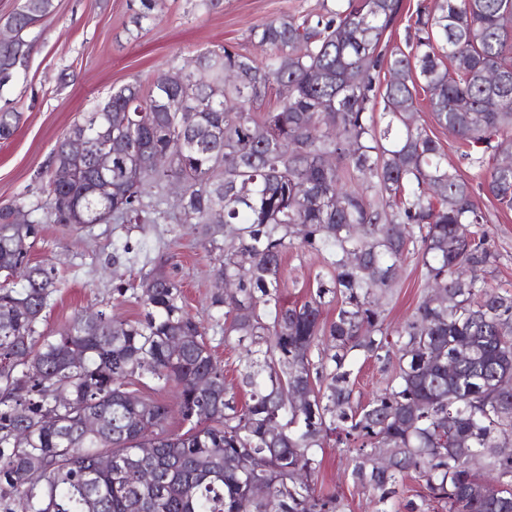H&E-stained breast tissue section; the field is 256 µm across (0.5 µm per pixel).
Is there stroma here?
<instances>
[{"label":"stroma","instance_id":"obj_1","mask_svg":"<svg viewBox=\"0 0 512 512\" xmlns=\"http://www.w3.org/2000/svg\"><path fill=\"white\" fill-rule=\"evenodd\" d=\"M319 2L224 0L219 9L207 13L197 7L196 0H164L156 25L139 33L131 22L130 0H55L54 15L34 31L37 45L26 73L11 89L23 116L14 136L0 140V206L21 193L39 192L57 142L113 88L136 79L153 82L197 52L225 43L260 56V49L248 41L252 26L288 14H305ZM476 200L490 215L484 230L498 254L487 278L512 291V210L499 209L481 191ZM127 244L132 247L128 253L123 250ZM160 253L170 258L167 271L181 283L187 310L209 322L218 251L200 234L178 224L109 223L76 231L46 221L29 259L54 267L60 288L45 310L41 331L56 334L74 315L98 310L120 319L141 318L144 308L131 288L138 285L146 260ZM320 270L319 258L300 246L290 248L281 266L283 302L291 306L307 300ZM120 284L127 289L122 297L114 292ZM428 293L425 269L415 256H408L399 268L396 287L382 302L386 324L402 325ZM206 341L224 369L230 392L246 400L239 385L243 347L217 330L209 331ZM353 372L354 398L363 405L383 392L390 376L380 363L360 353ZM350 469L346 447L327 445L315 479L317 490L340 493L345 512H375L371 493L353 485Z\"/></svg>","mask_w":512,"mask_h":512}]
</instances>
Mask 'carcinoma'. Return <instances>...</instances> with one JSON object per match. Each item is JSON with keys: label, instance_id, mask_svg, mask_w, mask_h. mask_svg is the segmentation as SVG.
I'll use <instances>...</instances> for the list:
<instances>
[{"label": "carcinoma", "instance_id": "obj_1", "mask_svg": "<svg viewBox=\"0 0 512 512\" xmlns=\"http://www.w3.org/2000/svg\"><path fill=\"white\" fill-rule=\"evenodd\" d=\"M136 2L132 22L146 31L160 0ZM53 10L54 0H21L6 21L16 35L0 45V63L15 68L0 75V140L21 118L4 89L25 72L32 32ZM402 11L403 0H332L252 27L260 60L223 45L173 68L168 86L115 87L58 142L49 167L61 180L0 206V512H13L18 497L27 512H131L133 501L138 512H343L338 494L313 483L331 439L348 448L353 485L372 493L377 512H429L433 502L512 512V293L452 278L458 264L497 261L477 230L488 217L474 189L512 210V165L499 164L512 160V0H432L409 17L405 45L392 46L385 35ZM274 89L275 104L254 113ZM421 90L434 121L467 146L477 184L416 124ZM82 138L95 150L71 153L67 140ZM98 146L112 153L104 172ZM157 153L168 166L149 164ZM171 181L188 196L168 217ZM45 219L79 228L168 219L230 237L215 271L237 281V294L214 295L212 307L224 339L247 343L240 385L249 401L229 393L205 327L163 262L141 275L143 319L99 311L44 335L59 283L29 252ZM465 224L475 227L467 237L458 233ZM296 241L327 275L287 306L279 274ZM411 244L432 294L391 330L381 300ZM330 298L341 306L328 323ZM356 352L398 363L367 405L353 401ZM134 378L175 387L189 428L168 432L169 407L127 389ZM292 386L308 390L305 405L288 400ZM146 445L155 455L135 459ZM379 456L388 466H376ZM411 473L427 491L418 502L401 500ZM256 482L267 489L259 500Z\"/></svg>", "mask_w": 512, "mask_h": 512}]
</instances>
